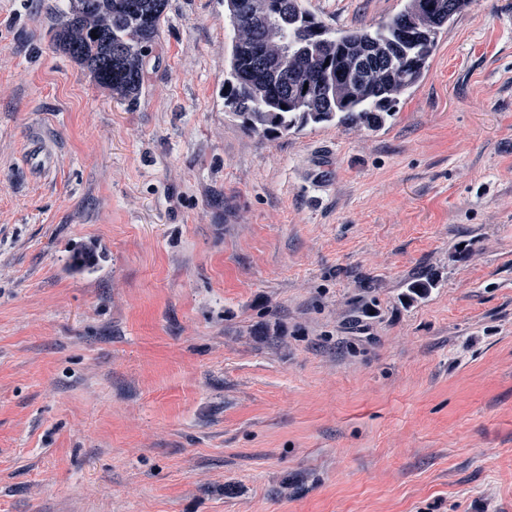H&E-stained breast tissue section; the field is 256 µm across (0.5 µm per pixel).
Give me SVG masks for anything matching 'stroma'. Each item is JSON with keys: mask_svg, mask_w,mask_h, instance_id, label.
Instances as JSON below:
<instances>
[{"mask_svg": "<svg viewBox=\"0 0 512 512\" xmlns=\"http://www.w3.org/2000/svg\"><path fill=\"white\" fill-rule=\"evenodd\" d=\"M52 5L0 0V512H512V0H471L382 130L274 140L224 110L222 0H168L134 104ZM57 162L56 151L42 136L34 135L30 139L24 165L34 175L44 176L53 171ZM71 264L78 269H90L98 265L100 256L94 241H88L71 254ZM438 286L439 280L435 277H414L406 283V287L401 293V300L406 305H413L429 297Z\"/></svg>", "mask_w": 512, "mask_h": 512, "instance_id": "35a3bbf8", "label": "stroma"}]
</instances>
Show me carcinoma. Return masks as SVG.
I'll return each mask as SVG.
<instances>
[{
	"mask_svg": "<svg viewBox=\"0 0 512 512\" xmlns=\"http://www.w3.org/2000/svg\"><path fill=\"white\" fill-rule=\"evenodd\" d=\"M167 2L68 0L66 9L51 13L53 44L112 97L135 101ZM292 2L283 16L269 0H224L235 29L224 109L246 131L263 137H286L308 126L384 128L400 97L426 77L441 33L467 0H404L385 20L338 31L328 29L300 0ZM347 82L369 89L336 97ZM438 286L435 277H414L401 300L410 306Z\"/></svg>",
	"mask_w": 512,
	"mask_h": 512,
	"instance_id": "obj_1",
	"label": "carcinoma"
}]
</instances>
